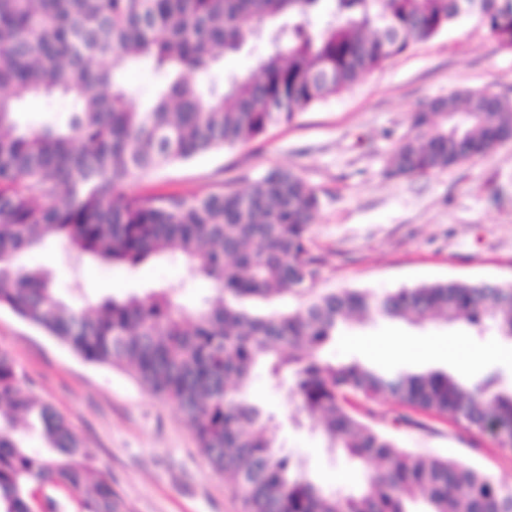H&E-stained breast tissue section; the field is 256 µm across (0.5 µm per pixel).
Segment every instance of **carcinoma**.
<instances>
[{"instance_id": "1", "label": "carcinoma", "mask_w": 512, "mask_h": 512, "mask_svg": "<svg viewBox=\"0 0 512 512\" xmlns=\"http://www.w3.org/2000/svg\"><path fill=\"white\" fill-rule=\"evenodd\" d=\"M474 18L512 48V0H0V308L42 329L85 361L129 367L178 406L209 465L235 477L243 512H512V484L450 458L399 447L354 409L357 397L402 406L497 439L512 455V388L499 376L472 384L443 371L334 364L322 350L348 321L464 320L512 339V289L460 281L382 296L344 289L288 312L255 303L299 294L319 274L311 227L320 198L292 170L247 191L205 196L133 193L127 186L203 153L247 145L335 97L411 45ZM267 35L254 70L204 90L195 77L221 53ZM149 59L161 75L142 107L119 80ZM64 97V119L25 128L31 97ZM512 133V104L486 90H454L421 104L390 157L389 174L427 176L491 150ZM52 238L70 256L138 268L183 260L186 278L212 281L188 310L177 286L93 299L78 277L63 288L19 262ZM273 383L291 370L298 410L325 448L361 472L354 486L308 477L265 431L251 403L253 369ZM0 351V512H34L32 492L55 488L81 512H125L112 472L49 403L22 388ZM39 430L29 448L20 427Z\"/></svg>"}]
</instances>
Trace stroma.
Wrapping results in <instances>:
<instances>
[{
    "instance_id": "1",
    "label": "stroma",
    "mask_w": 512,
    "mask_h": 512,
    "mask_svg": "<svg viewBox=\"0 0 512 512\" xmlns=\"http://www.w3.org/2000/svg\"><path fill=\"white\" fill-rule=\"evenodd\" d=\"M458 89L512 95V50L470 20L412 46L350 89L247 145L206 154L132 183V190L204 195L243 189L276 168L313 186L321 207L312 249L322 259L308 296L362 288L383 294L403 286L461 280L512 285V141L429 176L389 177L388 159L421 103ZM25 264L51 271L59 285L80 274L95 298L140 292L165 283L188 308L212 295L210 281L185 280L181 262L150 261L135 270L89 258L63 260L54 242L26 253ZM401 337L412 349L384 360L369 344ZM0 351L25 384L53 404L110 469L128 512H242L229 475L215 472L177 406L155 397L129 370L92 364L43 330L0 308ZM327 359L411 372H446L468 383L489 372L512 387V341L477 335L464 323L416 327L376 320L341 333ZM249 396L272 417L283 452L314 479L357 482L358 471L330 456L318 434L296 427L297 403L274 386L265 367L253 371ZM368 409L391 422L402 447L455 457L512 483V455L490 435L476 437L448 421L415 413V425L394 424L404 408L381 395Z\"/></svg>"
}]
</instances>
